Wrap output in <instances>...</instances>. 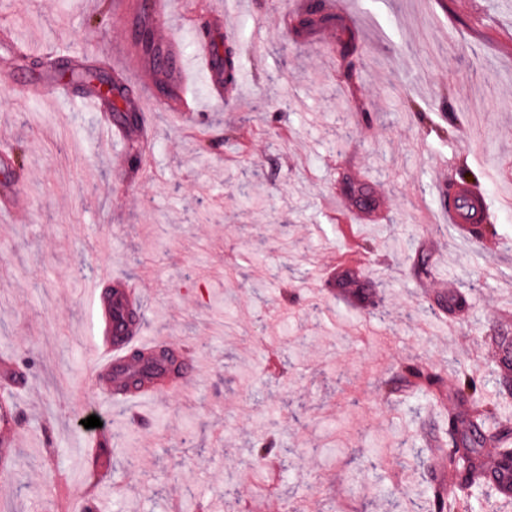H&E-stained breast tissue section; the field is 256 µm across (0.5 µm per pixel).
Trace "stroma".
I'll return each instance as SVG.
<instances>
[{
	"instance_id": "obj_1",
	"label": "stroma",
	"mask_w": 512,
	"mask_h": 512,
	"mask_svg": "<svg viewBox=\"0 0 512 512\" xmlns=\"http://www.w3.org/2000/svg\"><path fill=\"white\" fill-rule=\"evenodd\" d=\"M302 0H172L156 39L197 53L196 28L228 10L244 73L217 107L199 73L195 126L147 113L141 166L77 101L24 97L59 53L136 77L112 55L138 28L110 0H0L25 52H0V141L31 204L0 220V355L25 374L17 463L0 512H82L87 444L112 439L97 512H431L442 476L429 444L462 412L457 364L497 388L512 343V0H334L358 44L355 80L328 60L339 32L284 29ZM466 172L494 215L472 236L441 199ZM368 185L367 219L341 191ZM427 253L434 275L416 272ZM137 285L143 333L204 365L193 386L143 399L141 421L98 390L102 270ZM371 286L373 303L355 286ZM468 301L464 311L451 298ZM439 370V401L384 394L402 366ZM96 415L100 432L83 428ZM280 472L265 477L267 462Z\"/></svg>"
}]
</instances>
